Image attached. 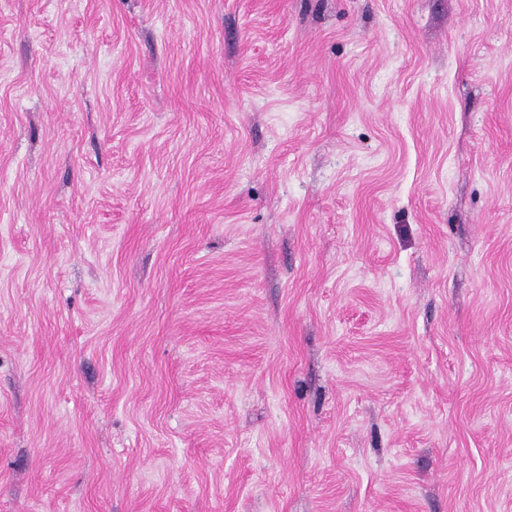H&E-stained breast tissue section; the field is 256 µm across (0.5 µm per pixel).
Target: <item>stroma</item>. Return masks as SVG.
Listing matches in <instances>:
<instances>
[{
  "mask_svg": "<svg viewBox=\"0 0 512 512\" xmlns=\"http://www.w3.org/2000/svg\"><path fill=\"white\" fill-rule=\"evenodd\" d=\"M0 512H512V0H0Z\"/></svg>",
  "mask_w": 512,
  "mask_h": 512,
  "instance_id": "1",
  "label": "stroma"
}]
</instances>
